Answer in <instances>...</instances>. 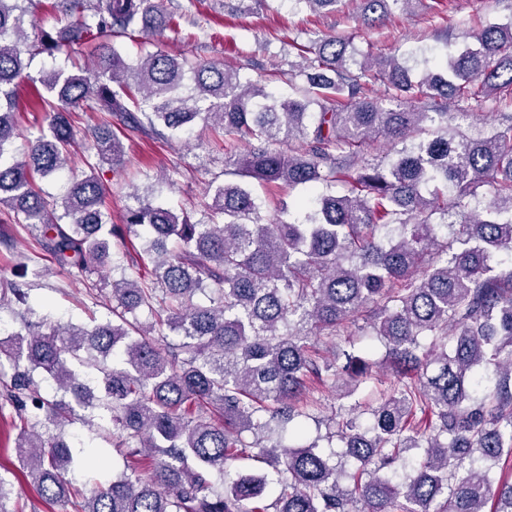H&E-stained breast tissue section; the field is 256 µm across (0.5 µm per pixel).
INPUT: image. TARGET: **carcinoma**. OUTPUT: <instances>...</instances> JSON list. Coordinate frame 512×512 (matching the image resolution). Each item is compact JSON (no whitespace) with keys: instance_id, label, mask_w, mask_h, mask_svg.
Wrapping results in <instances>:
<instances>
[{"instance_id":"1","label":"carcinoma","mask_w":512,"mask_h":512,"mask_svg":"<svg viewBox=\"0 0 512 512\" xmlns=\"http://www.w3.org/2000/svg\"><path fill=\"white\" fill-rule=\"evenodd\" d=\"M219 2L247 13L264 0ZM293 2L317 13L342 0ZM417 2L360 0V17L370 25ZM56 7L64 24L46 30L34 0H0V212L86 278L118 269L111 251L133 235L129 260L148 278L112 280L108 321L24 317L0 340V374L11 371L0 399L21 422L17 454L41 500L72 498L68 474L93 450L62 429L103 409L122 469L79 493L77 512H512V267L501 259L512 253V22L419 72L351 36L310 39L302 63L275 71L295 85L284 96L266 90L265 72L116 45L179 34L166 0ZM89 43L77 72L24 76L35 56L68 61ZM24 77L46 91L48 131L18 159ZM368 82L383 93L366 95ZM490 97L506 111L484 131L465 106ZM79 110L97 119L92 170L121 166L132 134L169 142L200 121L233 139L224 182L198 217L134 193L114 224L93 173L59 200L37 179L68 167ZM381 142L393 146L385 160L372 154ZM248 178L309 196L280 199L273 223ZM5 300L33 312L1 280ZM360 314L334 358L311 343ZM371 339L393 376L380 403L332 411L326 435L306 441L290 424L321 410L318 387L350 394L375 379ZM246 460L270 470L236 468Z\"/></svg>"}]
</instances>
